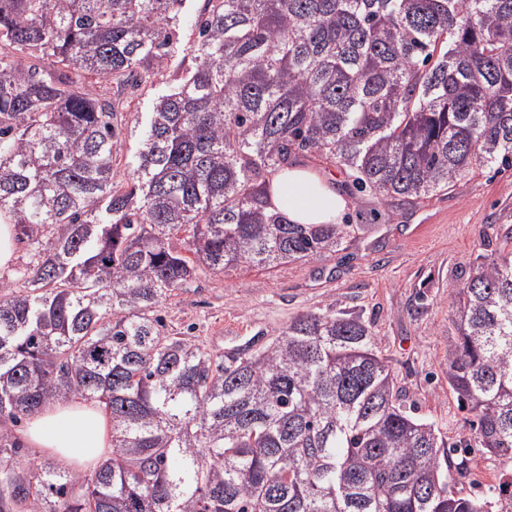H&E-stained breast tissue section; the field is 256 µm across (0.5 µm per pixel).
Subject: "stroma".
I'll list each match as a JSON object with an SVG mask.
<instances>
[{"label":"stroma","mask_w":512,"mask_h":512,"mask_svg":"<svg viewBox=\"0 0 512 512\" xmlns=\"http://www.w3.org/2000/svg\"><path fill=\"white\" fill-rule=\"evenodd\" d=\"M86 83L118 102L113 175L127 181L140 133L169 78L158 75L123 91L92 77ZM336 175L350 201L345 223L370 225V232L339 251L273 269L216 273L199 267L192 282L160 308L168 332L220 355L256 338L271 339L301 314L362 313L396 374L405 406L449 441L470 437V416L448 385V348L456 334L451 303L484 246L503 245L500 228L512 224V165L464 173L453 188L413 206L357 194L344 170ZM503 469L500 459L472 450L456 487L465 494H489Z\"/></svg>","instance_id":"stroma-1"}]
</instances>
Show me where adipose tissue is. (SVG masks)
<instances>
[{
  "mask_svg": "<svg viewBox=\"0 0 512 512\" xmlns=\"http://www.w3.org/2000/svg\"><path fill=\"white\" fill-rule=\"evenodd\" d=\"M268 193L272 206L295 224H338L349 209L335 175L325 170L296 166L276 172ZM25 435L67 466L97 465L112 446L108 418L92 402L55 403L30 421Z\"/></svg>",
  "mask_w": 512,
  "mask_h": 512,
  "instance_id": "1",
  "label": "adipose tissue"
}]
</instances>
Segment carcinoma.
Returning <instances> with one entry per match:
<instances>
[{
	"label": "carcinoma",
	"mask_w": 512,
	"mask_h": 512,
	"mask_svg": "<svg viewBox=\"0 0 512 512\" xmlns=\"http://www.w3.org/2000/svg\"><path fill=\"white\" fill-rule=\"evenodd\" d=\"M187 0H0V221L35 249L0 284V512H512L452 454L512 465V249L457 289L448 385L475 444L401 403L370 322L307 313L211 353L157 314L199 265L275 267L366 224H294L270 176L309 158L416 204L512 159V0H203L192 65L158 97L130 182L93 75L163 73ZM99 403L95 470L17 460L4 426ZM470 449L471 454L467 455L470 460L467 473L463 477L456 475V488L464 495H490L504 465L500 459L485 454L478 448Z\"/></svg>",
	"instance_id": "obj_1"
}]
</instances>
